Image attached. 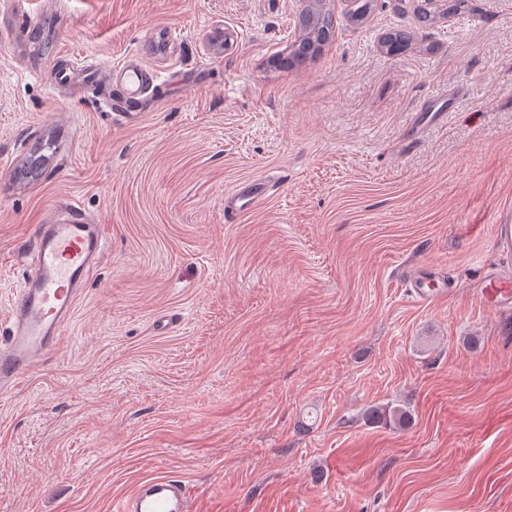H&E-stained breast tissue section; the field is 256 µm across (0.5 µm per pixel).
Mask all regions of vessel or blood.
Wrapping results in <instances>:
<instances>
[{
	"mask_svg": "<svg viewBox=\"0 0 512 512\" xmlns=\"http://www.w3.org/2000/svg\"><path fill=\"white\" fill-rule=\"evenodd\" d=\"M270 190L263 181L243 183L225 196V215L233 217L254 207ZM106 250L100 225L89 223L78 206H69L39 226L29 253L31 274L10 311L11 336L7 343H0V391L14 388L60 344L83 287ZM406 284L419 302L448 294L427 275L410 273ZM481 295L494 297L496 309L512 311L511 279L488 275ZM119 512H190V490L183 480L171 476L150 477L124 496Z\"/></svg>",
	"mask_w": 512,
	"mask_h": 512,
	"instance_id": "obj_1",
	"label": "vessel or blood"
}]
</instances>
